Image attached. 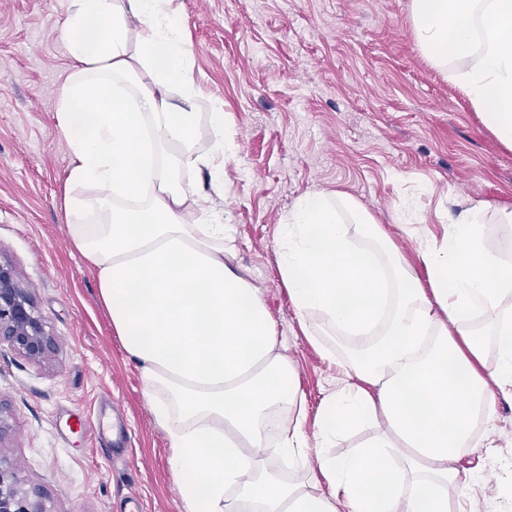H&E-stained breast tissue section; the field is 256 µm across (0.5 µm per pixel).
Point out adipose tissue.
I'll return each mask as SVG.
<instances>
[{"mask_svg": "<svg viewBox=\"0 0 512 512\" xmlns=\"http://www.w3.org/2000/svg\"><path fill=\"white\" fill-rule=\"evenodd\" d=\"M173 2L70 0L55 119L70 147L66 235L140 367L184 512H452L476 424L492 428L498 396L512 397V263L484 246L483 204L421 245L424 284L388 241L354 243L342 212L377 231L352 198L339 208L311 192L284 215L279 272L301 323L361 339L337 358L344 382L308 435L263 297L228 263L231 225L182 186L183 169H203L223 191L238 145L214 103L215 138L195 147L202 94ZM409 7L421 51L512 150V0ZM370 423L372 439L331 454ZM280 457L292 469L315 458L325 488L283 481Z\"/></svg>", "mask_w": 512, "mask_h": 512, "instance_id": "ef3b65f1", "label": "adipose tissue"}]
</instances>
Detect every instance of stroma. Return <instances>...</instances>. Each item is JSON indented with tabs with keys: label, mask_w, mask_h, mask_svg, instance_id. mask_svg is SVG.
Instances as JSON below:
<instances>
[{
	"label": "stroma",
	"mask_w": 512,
	"mask_h": 512,
	"mask_svg": "<svg viewBox=\"0 0 512 512\" xmlns=\"http://www.w3.org/2000/svg\"><path fill=\"white\" fill-rule=\"evenodd\" d=\"M410 0H175L205 101L223 106L238 151L224 194L207 172L186 187L223 212L232 263L259 288L294 367L314 431L340 379L328 351L341 335L306 333L279 274L283 216L308 192L345 194L373 218L420 282L419 237L397 216L412 206L420 235L442 236L445 213L487 204L484 241L502 252L512 227V150L484 128L463 92L420 52ZM68 0H0V260L29 288L55 347L31 361L0 343V457L50 512H183L171 450L100 304L96 278L70 245L60 199L67 146L54 120L70 65L62 38ZM91 431L69 434V414ZM512 461V398H498L489 441L469 448L467 512L500 502Z\"/></svg>",
	"instance_id": "obj_1"
}]
</instances>
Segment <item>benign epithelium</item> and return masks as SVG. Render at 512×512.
<instances>
[{
	"mask_svg": "<svg viewBox=\"0 0 512 512\" xmlns=\"http://www.w3.org/2000/svg\"><path fill=\"white\" fill-rule=\"evenodd\" d=\"M34 362L44 361L54 346L53 337L37 315L28 289L17 279L11 265L0 262V340ZM0 512H49L44 495L27 491L17 482L6 461L0 458Z\"/></svg>",
	"mask_w": 512,
	"mask_h": 512,
	"instance_id": "1",
	"label": "benign epithelium"
}]
</instances>
